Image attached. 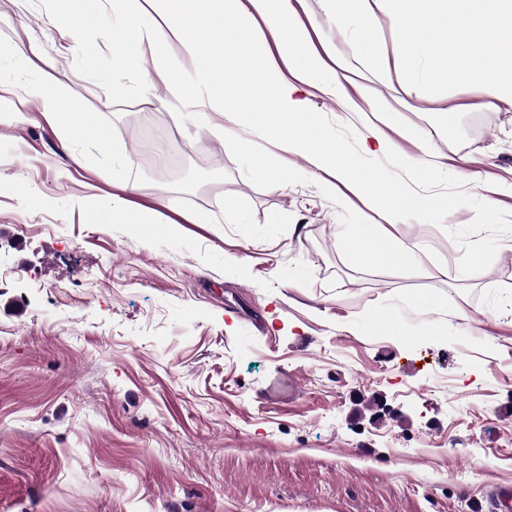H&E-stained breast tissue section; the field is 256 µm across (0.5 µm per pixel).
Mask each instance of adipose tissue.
I'll return each instance as SVG.
<instances>
[{
  "label": "adipose tissue",
  "instance_id": "1",
  "mask_svg": "<svg viewBox=\"0 0 512 512\" xmlns=\"http://www.w3.org/2000/svg\"><path fill=\"white\" fill-rule=\"evenodd\" d=\"M112 44L119 68L147 83L168 81L173 42L196 59L202 89L195 116L206 132L237 129L270 138L304 157L316 178L346 184L378 207L381 224H352L339 242L361 266L417 265L419 242L400 237L406 216L442 220L452 207L444 197H417L379 170L363 166L326 130L308 93L317 90L340 106L366 152L393 154L415 178L433 179L438 164L428 143L418 154L394 152L384 129L394 123L406 95L447 85L483 91L487 105L512 106V0H332L336 21L357 26L355 62L332 43L313 46L294 0H109ZM392 24L390 42L376 34L379 16ZM359 97H352L351 88ZM63 135L64 144L95 134L92 117L63 111L38 82L24 88Z\"/></svg>",
  "mask_w": 512,
  "mask_h": 512
}]
</instances>
